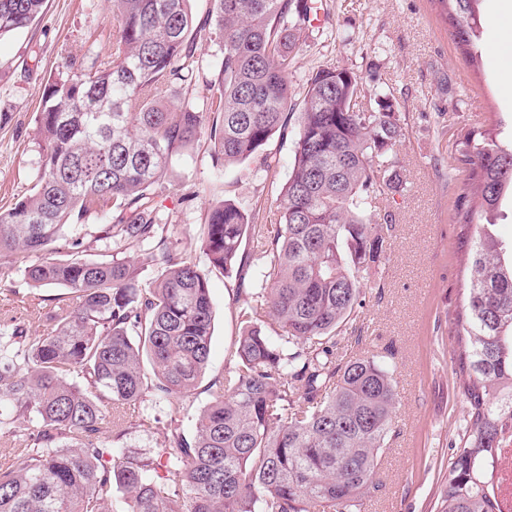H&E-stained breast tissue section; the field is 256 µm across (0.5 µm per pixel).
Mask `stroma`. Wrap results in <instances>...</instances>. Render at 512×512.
<instances>
[{"instance_id": "stroma-1", "label": "stroma", "mask_w": 512, "mask_h": 512, "mask_svg": "<svg viewBox=\"0 0 512 512\" xmlns=\"http://www.w3.org/2000/svg\"><path fill=\"white\" fill-rule=\"evenodd\" d=\"M318 3L323 20L305 26L289 73L294 107H301L314 71L346 66L363 78V106L390 99L406 127L394 149L405 188L377 202L378 213L391 216L395 237L379 266L378 288L366 289L356 310L365 336L386 349L397 392L393 435L377 473L382 489L364 512H436L448 484L450 445L470 409L463 380L450 367L472 241L456 211L469 170L455 159L451 143L469 128L512 139V57L501 49L512 39V0H483L475 67L433 0ZM115 35L103 0H47L32 26L0 39V215L35 183L43 146L37 116L48 78L67 64L85 62L89 52L110 53ZM297 132V122L289 121L287 132L264 146L263 158L224 170L214 168L205 133L174 157L155 204L179 257L210 270L203 239L209 208L217 202H235L252 223H276ZM210 272L214 321L206 374L192 396L132 406L127 448L160 447L164 424L173 417L192 432L207 387L229 366L240 331L237 281ZM69 295L62 287H31L17 269L0 268V328L18 321L29 335H46L58 301ZM145 413L152 418L146 425Z\"/></svg>"}]
</instances>
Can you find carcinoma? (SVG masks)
Instances as JSON below:
<instances>
[{"mask_svg":"<svg viewBox=\"0 0 512 512\" xmlns=\"http://www.w3.org/2000/svg\"><path fill=\"white\" fill-rule=\"evenodd\" d=\"M191 0H112L118 36L108 55L45 85L44 141L31 192L0 216V260L65 249V260L22 267L41 288L76 295L44 336L0 333V409L35 420L27 454L0 472V512H363L380 491L396 390L382 353L338 357L364 342L352 323L395 225L375 204L403 188L394 146L405 128L388 99L350 111L363 84L350 68H320L298 115L294 162L276 224H251L235 203L211 206L210 265L235 274L241 331L229 368L208 387L194 433L172 422L159 448L133 452L102 439L128 433L125 409L193 394L210 354L208 273L173 254L154 196L174 156L209 130L216 165L257 156L288 126L289 71L312 0H211L194 24ZM443 6L469 64L481 0ZM45 0H0V38L32 25ZM210 29L215 59L196 54ZM210 74L213 95L182 96ZM470 168L459 223L477 222L466 264L454 356L466 377L468 421L448 462L439 512H504L502 452L512 448V245L493 227L512 190V142L466 130L455 142ZM112 259L82 258L91 214ZM152 246L163 268L145 287L127 251ZM154 376L146 381L144 360ZM78 375L82 388L72 380Z\"/></svg>","mask_w":512,"mask_h":512,"instance_id":"obj_1","label":"carcinoma"}]
</instances>
